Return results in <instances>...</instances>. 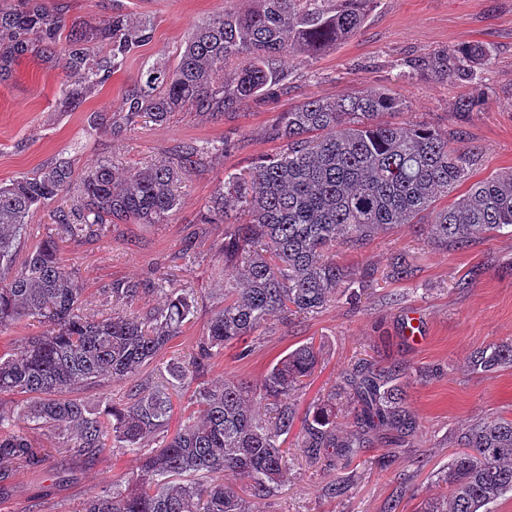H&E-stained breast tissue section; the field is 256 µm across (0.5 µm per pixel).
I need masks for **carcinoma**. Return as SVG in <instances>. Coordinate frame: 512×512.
<instances>
[{
    "instance_id": "obj_1",
    "label": "carcinoma",
    "mask_w": 512,
    "mask_h": 512,
    "mask_svg": "<svg viewBox=\"0 0 512 512\" xmlns=\"http://www.w3.org/2000/svg\"><path fill=\"white\" fill-rule=\"evenodd\" d=\"M375 0H251L245 11L222 10L188 31L171 66L153 64L123 93L112 113V134L136 119L156 123L188 108L206 115L241 109L252 98L288 92L286 57L318 56L354 37ZM66 6L46 0L0 3V80L29 53L67 60V86L59 106L75 110L117 72L128 56L150 43V18L132 22L114 12L100 24H66ZM489 51L472 44L444 48L405 63L450 82L476 84ZM406 102L388 90L312 98L289 108L266 134L280 143L245 174L227 173L201 224L224 225V265H244L241 279L224 280V307L208 321L195 354L170 360L153 386L137 383L143 369L182 335L194 298L161 280L118 283L110 289L119 308L98 319L79 315L85 288L59 257L58 239L43 238L21 265L15 256L28 217L71 185L72 167L60 161L0 185V331L22 320L44 327L0 353V394L20 396L16 415L57 441L45 448L14 419L0 414V494L21 467L43 468L65 450L93 461L105 450H140L152 441L140 472L124 484L101 486L77 512H249L246 496L270 497L287 480L284 444L296 411L288 394L315 370L320 349L304 343L281 357L259 383L201 381L224 348L259 337L271 315L313 314L332 296L356 303L373 273L356 275L330 261L340 245L361 247L379 229L425 224L431 243L463 248L480 235L512 236V171L472 183L453 203L438 202L469 178L475 148L423 124L383 120ZM227 143L182 144L173 157L115 175L110 160L84 173L76 217L54 214L70 238L109 224H162L178 209L175 184L224 155ZM414 267L398 254L388 276L408 280ZM156 290L164 303L145 317L132 307ZM473 370L512 367V342L471 353ZM112 380L131 384L129 401L89 404L71 396L82 385ZM413 380L406 368L359 361L340 375L337 392L308 411L297 436L311 462L344 460L383 436L408 447L416 421L406 406ZM196 384L194 410L170 429L169 389ZM353 402L350 430L336 429V397ZM438 483L443 494L419 512H488L512 495V418L491 417L458 440ZM230 471L241 488L208 479Z\"/></svg>"
}]
</instances>
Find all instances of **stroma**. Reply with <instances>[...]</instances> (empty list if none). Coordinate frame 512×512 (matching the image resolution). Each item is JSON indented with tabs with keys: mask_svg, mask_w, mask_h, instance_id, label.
I'll use <instances>...</instances> for the list:
<instances>
[{
	"mask_svg": "<svg viewBox=\"0 0 512 512\" xmlns=\"http://www.w3.org/2000/svg\"><path fill=\"white\" fill-rule=\"evenodd\" d=\"M67 21L97 24L119 9L131 17H150L151 43L139 48L97 95L74 112L57 102L65 83L66 59L41 65L21 57L12 76L0 81V182L30 175L60 160L73 169L70 190L52 206L30 214V231L16 254L24 261L43 235L55 232L53 212L79 204L85 171L102 160L117 169L150 166L188 141L225 140L231 148L177 185L178 211L165 224H115L98 238H66L60 244L86 292L80 312L109 315V290L119 282L166 278L169 287L193 294L191 323L175 338L169 356H186L211 316L224 304V281L240 276L218 252L220 224L199 217L225 173H244L278 145L266 128L280 112L310 98H336L363 89H390L406 102L397 121L422 123L460 135L476 147L471 181L512 170V0H376L359 34L317 57L288 60V92L250 101L235 114L211 117L184 109L166 122L140 119L135 129L113 135L107 121L119 111L124 90L148 65L174 64L187 31L215 13L248 8L249 0H64ZM475 43L490 49L482 70V89L430 74L400 76L402 63L448 46ZM477 96L472 111H457L460 99ZM410 254L417 267L408 281L387 279L393 258ZM338 264L371 269L375 281L359 305L338 299L316 314L283 320L274 315L251 353L238 358L229 347L205 374L223 379L262 381L273 363L299 344L320 346V362L292 398L298 411L332 394L340 373L361 358L382 366L400 363L424 371L408 392L418 429L411 447L391 450L377 443L329 469L308 462L288 437V480L276 496L255 499L251 512H415L438 495L437 474L446 468L457 439L476 422L512 416V367L478 373L469 366L477 348L512 341V236L478 238L464 249L431 243L423 224H401L371 237L361 248L340 246ZM412 312L424 320L427 340H404L401 324ZM140 453L104 454L95 462L55 454L42 470L20 469L0 512H76L100 486L123 482L136 473ZM348 482L339 497L326 495L331 482Z\"/></svg>",
	"mask_w": 512,
	"mask_h": 512,
	"instance_id": "stroma-1",
	"label": "stroma"
}]
</instances>
